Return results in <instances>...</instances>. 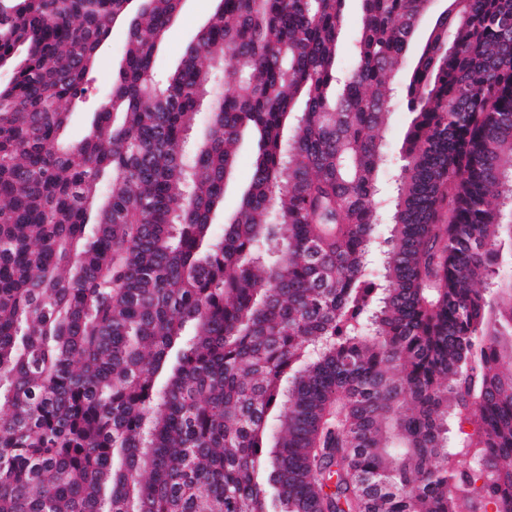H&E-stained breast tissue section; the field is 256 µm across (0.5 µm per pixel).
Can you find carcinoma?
<instances>
[{
    "label": "carcinoma",
    "instance_id": "cac0c4a2",
    "mask_svg": "<svg viewBox=\"0 0 512 512\" xmlns=\"http://www.w3.org/2000/svg\"><path fill=\"white\" fill-rule=\"evenodd\" d=\"M180 6L0 0V512H512V0H359L343 67L348 0H218L159 80ZM358 29V11L355 7H350L346 13L343 33L339 45V55L345 60L351 52L354 39ZM125 36L124 25H115L110 40L100 49L95 68L87 76L85 102L70 109L74 114L66 132L67 141L76 142L88 133L92 112L96 111L112 87L113 75L117 72L121 61ZM410 122V114L406 109L400 98L394 100L391 108V114L388 124L382 133L384 142L388 150V165L381 169L379 174V187L377 195L375 196L376 202L381 205L382 212V232L386 231V224H388V216L393 200V185L394 175L399 169V157L405 130ZM253 146V136L246 133L240 140L235 170L225 187L224 207L219 208L214 217L217 232H221L224 222L230 221L236 210L240 192L249 180L254 155Z\"/></svg>",
    "mask_w": 512,
    "mask_h": 512
}]
</instances>
